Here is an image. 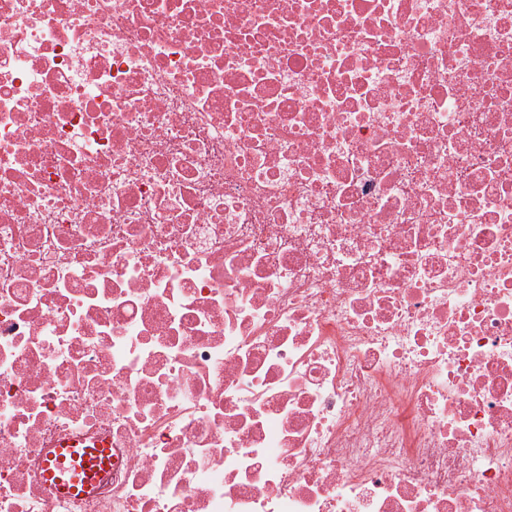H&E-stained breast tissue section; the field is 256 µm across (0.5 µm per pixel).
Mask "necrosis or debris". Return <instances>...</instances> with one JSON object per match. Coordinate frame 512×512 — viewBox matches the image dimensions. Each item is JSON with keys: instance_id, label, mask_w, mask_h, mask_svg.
<instances>
[{"instance_id": "1", "label": "necrosis or debris", "mask_w": 512, "mask_h": 512, "mask_svg": "<svg viewBox=\"0 0 512 512\" xmlns=\"http://www.w3.org/2000/svg\"><path fill=\"white\" fill-rule=\"evenodd\" d=\"M0 512H512V0H0ZM70 457V467L63 463ZM109 448H58L45 464L46 483L64 497L89 494L110 469Z\"/></svg>"}]
</instances>
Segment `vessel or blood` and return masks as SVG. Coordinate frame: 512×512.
<instances>
[{
	"mask_svg": "<svg viewBox=\"0 0 512 512\" xmlns=\"http://www.w3.org/2000/svg\"><path fill=\"white\" fill-rule=\"evenodd\" d=\"M106 448H59L45 464L48 485L64 497L89 494L110 469Z\"/></svg>",
	"mask_w": 512,
	"mask_h": 512,
	"instance_id": "1",
	"label": "vessel or blood"
}]
</instances>
